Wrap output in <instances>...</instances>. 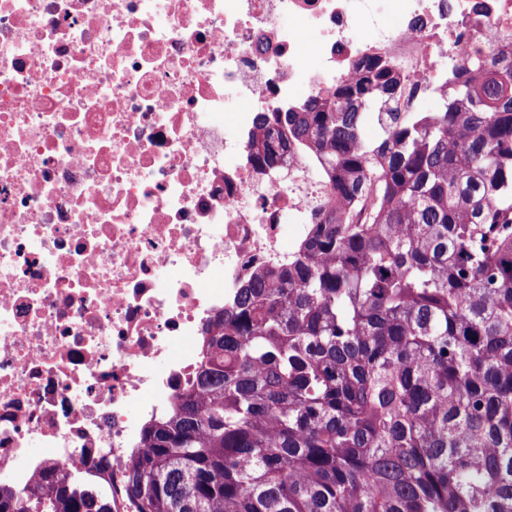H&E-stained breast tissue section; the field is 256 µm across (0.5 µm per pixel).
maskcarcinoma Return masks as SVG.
I'll list each match as a JSON object with an SVG mask.
<instances>
[{
    "label": "carcinoma",
    "instance_id": "1",
    "mask_svg": "<svg viewBox=\"0 0 512 512\" xmlns=\"http://www.w3.org/2000/svg\"><path fill=\"white\" fill-rule=\"evenodd\" d=\"M397 84L371 61L261 116L255 165L309 154L369 222L327 216L238 289L117 483L51 466L0 512H512V61L382 122Z\"/></svg>",
    "mask_w": 512,
    "mask_h": 512
}]
</instances>
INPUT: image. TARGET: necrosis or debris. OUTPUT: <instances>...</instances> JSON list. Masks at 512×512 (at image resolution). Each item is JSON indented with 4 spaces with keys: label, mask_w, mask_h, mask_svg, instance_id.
Wrapping results in <instances>:
<instances>
[{
    "label": "necrosis or debris",
    "mask_w": 512,
    "mask_h": 512,
    "mask_svg": "<svg viewBox=\"0 0 512 512\" xmlns=\"http://www.w3.org/2000/svg\"><path fill=\"white\" fill-rule=\"evenodd\" d=\"M464 55L512 59V0H0V479L123 468L336 206L310 156L256 168L261 113L369 57L414 112Z\"/></svg>",
    "instance_id": "4bbe7bcc"
}]
</instances>
